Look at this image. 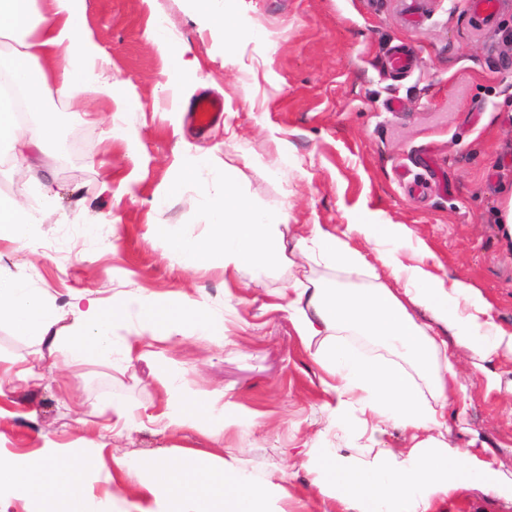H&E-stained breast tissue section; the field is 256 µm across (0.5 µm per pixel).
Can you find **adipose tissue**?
Wrapping results in <instances>:
<instances>
[{"label":"adipose tissue","mask_w":512,"mask_h":512,"mask_svg":"<svg viewBox=\"0 0 512 512\" xmlns=\"http://www.w3.org/2000/svg\"><path fill=\"white\" fill-rule=\"evenodd\" d=\"M85 0H50L54 21L39 26L38 0H0V38L10 41L8 55L0 57V69L11 73L21 87L22 98L0 93V146H8L15 171L34 180L45 202H53L54 189L40 178L37 154L54 139L56 127L43 113V89L56 83L61 95L78 97L97 78L102 57L82 22ZM195 21L229 43L241 28L224 0H188ZM54 59L52 68L43 59ZM40 115L39 123L19 122V109ZM224 172V191L208 202L209 232L198 237L178 235L172 225L153 224L149 235L165 254L189 268H219L225 278L249 270L282 264L288 249L318 259L325 266L351 274L365 273V257L352 247L364 240L379 250L378 258L403 288L385 285L342 288L293 276L281 292L283 309L305 345L315 346L317 363L326 374L324 385L335 401L328 410L337 428L349 420L359 424L366 444L360 456L326 453L318 468L323 478L320 493L335 494L340 512H388L402 504V512H434L436 500L461 484L495 488L511 481L508 476L477 466L469 452L451 447L442 429L447 405L448 381L456 377V360L446 342L437 340L410 314L409 305L428 310L453 336L486 358L500 348L512 349V334L493 321L490 305L474 296L463 281L445 282L429 264L434 259L426 245L413 246L412 264L400 253L381 249L382 240L404 237L398 224H349L342 234L314 225L309 236L287 245L272 213L259 208L238 191L232 167L222 166L211 154L183 165L182 183L204 181L215 170ZM32 216L13 198L0 195V242L23 244L29 239ZM73 325L67 334L55 329V309L40 291L0 275V324L13 326L22 336L48 343L50 351L71 362L89 358L111 359L115 349L131 355L137 340L117 341L112 334L118 320L135 318L150 335L173 336L192 330L199 336L214 335V321L205 303L190 300L163 302L129 294L119 300L75 293L70 302ZM363 336L412 362L428 378L432 400L422 398L417 385L391 364L356 353L349 336ZM419 434L408 451L393 453L381 448L378 433L384 422ZM87 454L60 463L54 449L37 454H0V488L15 491L27 504L59 500L64 512H90L85 484L88 468L97 465ZM115 463L139 497L165 493L172 512H202L203 502L220 501L223 512H269L268 485L241 475L231 461L203 469L175 465L163 458L138 461L125 455Z\"/></svg>","instance_id":"adipose-tissue-1"}]
</instances>
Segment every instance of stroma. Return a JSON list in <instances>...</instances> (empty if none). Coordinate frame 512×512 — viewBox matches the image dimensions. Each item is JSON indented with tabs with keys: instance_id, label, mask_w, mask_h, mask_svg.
I'll return each mask as SVG.
<instances>
[{
	"instance_id": "obj_1",
	"label": "stroma",
	"mask_w": 512,
	"mask_h": 512,
	"mask_svg": "<svg viewBox=\"0 0 512 512\" xmlns=\"http://www.w3.org/2000/svg\"><path fill=\"white\" fill-rule=\"evenodd\" d=\"M243 33L228 49L193 20L184 0H85L82 20L107 60V74L137 108L110 103L97 85L70 99L49 85L43 107L56 136L40 155L57 197L53 205L11 175L0 157V194L34 215L32 237L0 242V273L53 301L57 330L72 324L73 290L100 298L142 292L160 301L204 302L224 340H170L146 335L132 356L64 363L47 345L0 325V359L22 361L40 378L0 397V452L66 455L94 452L86 480L92 512H125L110 498L114 457L225 460L267 483L272 508L337 512L319 493L316 464L324 451L361 453L337 433L325 408L333 396L277 295L292 273L251 271L225 282L222 270H192L165 257L149 236L170 224L185 236L206 230L207 199L220 173L168 194L186 160L206 153L235 168L239 187L279 213L286 240L319 224H401L408 244L423 242L439 276L459 279L493 306L495 323L512 333V237L498 224L502 186L512 184V0L490 20L466 0H234ZM164 26L187 47L196 68L187 102L203 93L224 98V118L204 134L190 131L185 108L163 85L167 57L153 33ZM413 56L392 69L396 48ZM232 53L234 63L224 61ZM400 100L401 111L389 108ZM163 206H156L159 196ZM112 223H101L102 215ZM376 277L349 275L296 256L306 276L349 288L395 287L372 246L362 245ZM457 361L448 387V442L468 449L494 472H512V350L486 360L450 339ZM196 393L223 428H168L153 419L179 412ZM129 413L122 432L102 423ZM438 512H512V488L463 486Z\"/></svg>"
}]
</instances>
